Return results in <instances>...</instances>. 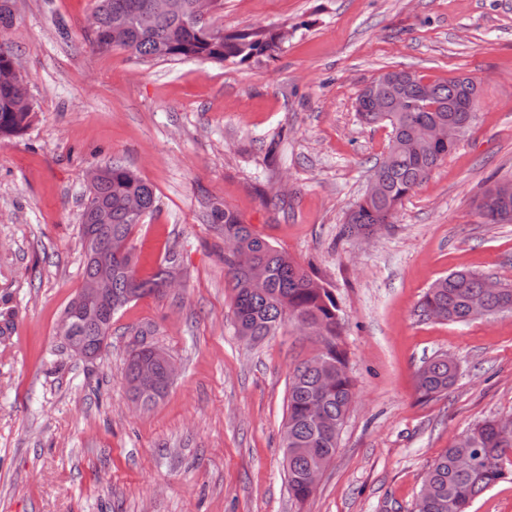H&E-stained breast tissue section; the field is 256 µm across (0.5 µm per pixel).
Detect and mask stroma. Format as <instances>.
Wrapping results in <instances>:
<instances>
[{
    "instance_id": "1",
    "label": "stroma",
    "mask_w": 512,
    "mask_h": 512,
    "mask_svg": "<svg viewBox=\"0 0 512 512\" xmlns=\"http://www.w3.org/2000/svg\"><path fill=\"white\" fill-rule=\"evenodd\" d=\"M93 0H15L6 42L34 105L0 140V512H415L428 464L470 426L512 416V315L422 316L440 277L512 283V223L475 201L512 177V0H224L225 31H286L246 64L141 61L88 45ZM391 69L480 87L456 148L375 237L349 210L390 130L357 97ZM119 161L159 206L131 241L139 276L176 253L182 286L112 318L91 361L58 336L83 284L78 235L88 169ZM313 269L333 292L357 402L313 495L297 503L281 448L288 383L315 338L290 326L237 336L213 204ZM147 344L176 376L136 405L124 370ZM452 357L444 395L416 389L423 362Z\"/></svg>"
}]
</instances>
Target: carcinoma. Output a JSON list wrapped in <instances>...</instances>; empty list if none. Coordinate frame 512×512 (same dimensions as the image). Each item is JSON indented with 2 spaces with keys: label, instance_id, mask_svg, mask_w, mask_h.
Instances as JSON below:
<instances>
[{
  "label": "carcinoma",
  "instance_id": "obj_1",
  "mask_svg": "<svg viewBox=\"0 0 512 512\" xmlns=\"http://www.w3.org/2000/svg\"><path fill=\"white\" fill-rule=\"evenodd\" d=\"M157 0H94L97 25L91 45L101 51L120 49L136 59L178 62L187 59L246 63L268 57L280 40L270 31L226 33L213 18L194 16L196 0H182L179 17L156 9ZM12 52L0 43V139L21 134L29 126L33 108L21 106L29 96L28 84L19 81L12 68ZM405 102L401 112H381L389 99ZM480 90L467 80L452 77L426 82L416 73L400 69L385 72L359 94L356 110L367 125L391 128L387 164H378L371 175L374 188L350 209L345 231L350 235L375 234L388 227L401 201L407 197L455 149L456 144L426 136L431 127L455 125L460 134L471 127L479 109ZM98 181L89 186L80 217V237L95 233L103 240L128 239L143 217L158 207L153 187L136 171L112 161L101 166ZM139 199L141 215H130L128 197ZM476 208L488 224L512 223V196L494 197L484 191ZM211 223L235 241L236 251H247L264 274V285L252 284L250 271L231 253L224 266L233 291V317L241 338L258 342L287 324L310 320L324 327L319 352L296 366L288 386L287 418L282 432L284 462L292 496L302 502L312 495L307 477L320 464L328 465L336 453L338 438L354 403V384L348 372L346 352L340 344L343 332L339 307L331 290L288 254L251 231L229 208L217 204L210 210ZM134 252L112 261V308H100L71 322L68 336L84 344L92 358L102 352L101 327L112 325L115 312L141 296L164 289L167 269L179 268L177 254L170 253L165 268L149 278L136 270ZM486 277L455 271L436 281L425 293L422 313L440 321L468 322L474 302L492 317L512 312V285L496 292L484 288ZM156 381L141 383L132 392L144 406L164 397L170 382L164 367L156 364ZM330 383L322 385V369ZM456 379V367L448 357L437 356L420 368L417 391L431 399L448 391ZM512 453V424L488 419L467 431L427 466L416 512H469L475 499L503 478L501 461Z\"/></svg>",
  "mask_w": 512,
  "mask_h": 512
}]
</instances>
